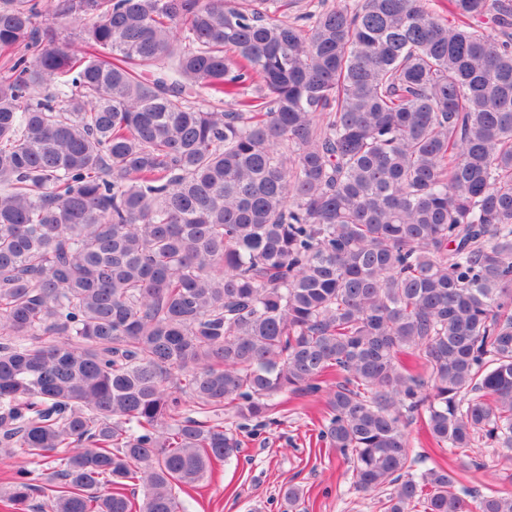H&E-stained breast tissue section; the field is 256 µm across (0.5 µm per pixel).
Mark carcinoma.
I'll use <instances>...</instances> for the list:
<instances>
[{"instance_id":"cac0c4a2","label":"carcinoma","mask_w":512,"mask_h":512,"mask_svg":"<svg viewBox=\"0 0 512 512\" xmlns=\"http://www.w3.org/2000/svg\"><path fill=\"white\" fill-rule=\"evenodd\" d=\"M432 2L0 0L10 512H185L331 380L384 512H512L407 432L512 450V0Z\"/></svg>"}]
</instances>
